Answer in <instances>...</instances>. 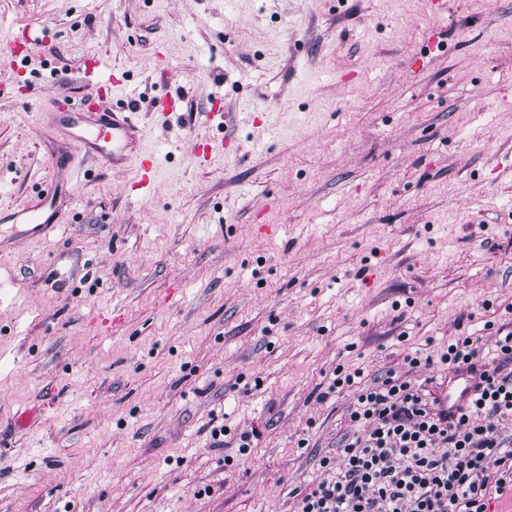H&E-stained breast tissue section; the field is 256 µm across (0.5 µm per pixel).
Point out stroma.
<instances>
[{
  "instance_id": "obj_1",
  "label": "stroma",
  "mask_w": 512,
  "mask_h": 512,
  "mask_svg": "<svg viewBox=\"0 0 512 512\" xmlns=\"http://www.w3.org/2000/svg\"><path fill=\"white\" fill-rule=\"evenodd\" d=\"M26 29L46 64L6 55ZM80 58L162 165L144 192L88 167L26 236L7 214L69 182L41 120ZM0 70V512H294L352 431L335 368L433 389L406 355L512 331V0H0Z\"/></svg>"
}]
</instances>
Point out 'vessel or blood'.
I'll list each match as a JSON object with an SVG mask.
<instances>
[{
	"label": "vessel or blood",
	"instance_id": "obj_1",
	"mask_svg": "<svg viewBox=\"0 0 512 512\" xmlns=\"http://www.w3.org/2000/svg\"><path fill=\"white\" fill-rule=\"evenodd\" d=\"M83 84L87 89L84 102L73 104L68 97L57 98L46 114L48 128L57 137L65 140L68 148L57 157V167L69 169L76 156L95 160L100 168H131L135 171L133 186L143 190L153 186L160 162L142 145V133L131 114L126 110H114L105 104L112 95L114 85L99 63L86 65ZM57 188L49 186L45 193L28 201L12 212L13 223L26 224L31 234L41 235L50 231L55 222ZM483 363L473 362L447 370L437 387L440 411L455 419L475 392L480 381Z\"/></svg>",
	"mask_w": 512,
	"mask_h": 512
}]
</instances>
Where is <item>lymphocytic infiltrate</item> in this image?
Here are the masks:
<instances>
[{
  "instance_id": "f902f5d3",
  "label": "lymphocytic infiltrate",
  "mask_w": 512,
  "mask_h": 512,
  "mask_svg": "<svg viewBox=\"0 0 512 512\" xmlns=\"http://www.w3.org/2000/svg\"><path fill=\"white\" fill-rule=\"evenodd\" d=\"M481 359L487 368L455 423L438 412L431 390L394 374L358 386L359 372L338 368L329 392L356 390L355 427L342 463L323 458L324 478L297 501V512H488L512 489V443L499 432L512 417V332L486 351L481 337H455L438 356L450 368Z\"/></svg>"
}]
</instances>
